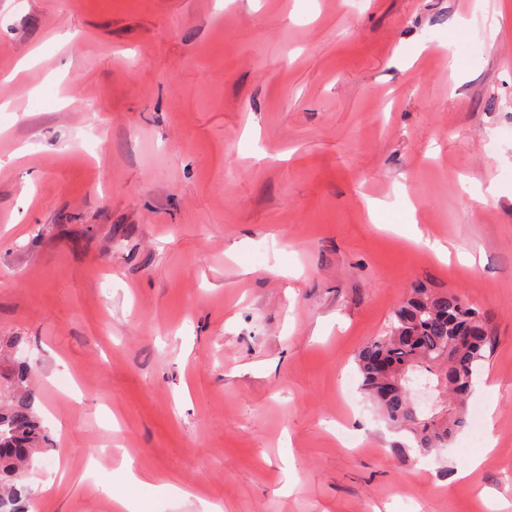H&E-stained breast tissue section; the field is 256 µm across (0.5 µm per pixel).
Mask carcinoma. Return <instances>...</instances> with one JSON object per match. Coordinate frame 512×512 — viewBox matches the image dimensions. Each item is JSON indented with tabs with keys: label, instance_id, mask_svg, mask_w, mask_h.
Returning <instances> with one entry per match:
<instances>
[{
	"label": "carcinoma",
	"instance_id": "carcinoma-1",
	"mask_svg": "<svg viewBox=\"0 0 512 512\" xmlns=\"http://www.w3.org/2000/svg\"><path fill=\"white\" fill-rule=\"evenodd\" d=\"M493 343L488 317L458 292L415 287L393 309L385 334L367 342L355 360L367 399L389 425L430 452L447 447L467 425L466 403ZM409 372L442 377L448 409L413 415L410 389L400 380ZM39 434L31 402L0 412V512H16L17 484L33 463Z\"/></svg>",
	"mask_w": 512,
	"mask_h": 512
}]
</instances>
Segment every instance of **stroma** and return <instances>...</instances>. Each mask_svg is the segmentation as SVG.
Wrapping results in <instances>:
<instances>
[{
  "label": "stroma",
  "mask_w": 512,
  "mask_h": 512,
  "mask_svg": "<svg viewBox=\"0 0 512 512\" xmlns=\"http://www.w3.org/2000/svg\"><path fill=\"white\" fill-rule=\"evenodd\" d=\"M417 284L494 336L481 440L427 455L355 362ZM27 397L23 512H512V0H0V407Z\"/></svg>",
  "instance_id": "obj_1"
}]
</instances>
